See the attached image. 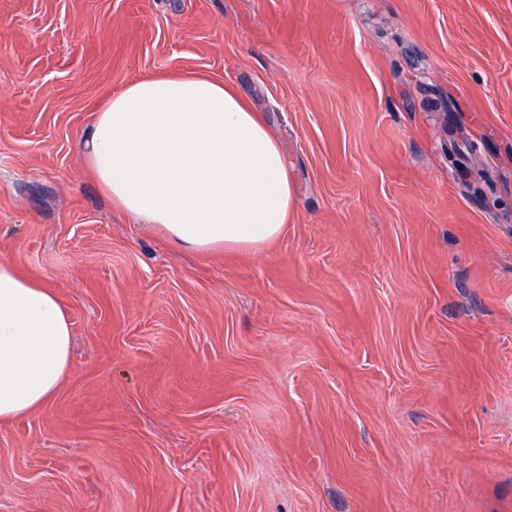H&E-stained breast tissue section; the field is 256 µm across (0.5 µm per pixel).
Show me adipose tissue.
Returning a JSON list of instances; mask_svg holds the SVG:
<instances>
[{"instance_id": "adipose-tissue-1", "label": "adipose tissue", "mask_w": 512, "mask_h": 512, "mask_svg": "<svg viewBox=\"0 0 512 512\" xmlns=\"http://www.w3.org/2000/svg\"><path fill=\"white\" fill-rule=\"evenodd\" d=\"M83 148L113 204L180 248L259 250L280 235L295 200L282 146L211 79L128 83L98 112ZM70 343L52 288L0 260V422L55 396Z\"/></svg>"}]
</instances>
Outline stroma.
I'll use <instances>...</instances> for the list:
<instances>
[{
    "label": "stroma",
    "mask_w": 512,
    "mask_h": 512,
    "mask_svg": "<svg viewBox=\"0 0 512 512\" xmlns=\"http://www.w3.org/2000/svg\"><path fill=\"white\" fill-rule=\"evenodd\" d=\"M236 89L296 186L174 246L83 153L146 76ZM71 365L0 512H512V0H0V260Z\"/></svg>",
    "instance_id": "stroma-1"
}]
</instances>
